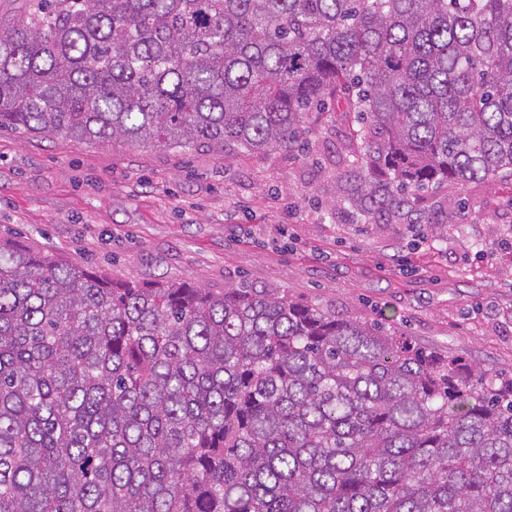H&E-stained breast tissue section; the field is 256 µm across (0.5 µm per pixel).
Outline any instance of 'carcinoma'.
Wrapping results in <instances>:
<instances>
[{"mask_svg": "<svg viewBox=\"0 0 512 512\" xmlns=\"http://www.w3.org/2000/svg\"><path fill=\"white\" fill-rule=\"evenodd\" d=\"M0 129L305 157L333 197L512 181V0H8ZM0 512H512V377L266 288L0 246Z\"/></svg>", "mask_w": 512, "mask_h": 512, "instance_id": "1", "label": "carcinoma"}]
</instances>
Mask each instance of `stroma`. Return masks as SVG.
I'll return each instance as SVG.
<instances>
[{
    "instance_id": "obj_1",
    "label": "stroma",
    "mask_w": 512,
    "mask_h": 512,
    "mask_svg": "<svg viewBox=\"0 0 512 512\" xmlns=\"http://www.w3.org/2000/svg\"><path fill=\"white\" fill-rule=\"evenodd\" d=\"M339 114L318 116L309 158L0 130V241L144 286L244 284L512 375V182L448 183L425 240L331 209Z\"/></svg>"
}]
</instances>
